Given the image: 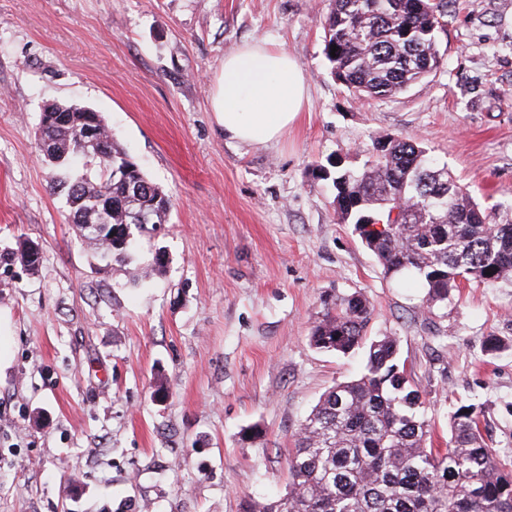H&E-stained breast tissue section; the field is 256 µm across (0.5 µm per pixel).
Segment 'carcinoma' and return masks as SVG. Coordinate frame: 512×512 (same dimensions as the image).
<instances>
[{"label": "carcinoma", "instance_id": "obj_1", "mask_svg": "<svg viewBox=\"0 0 512 512\" xmlns=\"http://www.w3.org/2000/svg\"><path fill=\"white\" fill-rule=\"evenodd\" d=\"M447 13L448 0H332L323 24L331 74L356 99L407 89L439 68ZM93 121L110 159L81 139ZM33 137L52 169L69 171L52 177V189L98 260H128L142 236L168 223L170 196L100 113L48 104ZM365 154L359 173L338 164L316 170L332 179L342 223L353 225L388 275L414 276L428 309L448 306L463 280L512 284L511 220L476 203L415 139L375 138ZM12 258L34 271L41 252L26 243ZM322 306L311 345L344 356L361 350L364 369L328 388L298 428L287 492L264 505L246 497L241 512H512V465L485 446L477 408L459 406L448 447H429L431 420L397 337L367 338L372 308L359 292L326 296Z\"/></svg>", "mask_w": 512, "mask_h": 512}]
</instances>
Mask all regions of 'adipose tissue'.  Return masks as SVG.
I'll return each mask as SVG.
<instances>
[{
	"label": "adipose tissue",
	"instance_id": "ef3b65f1",
	"mask_svg": "<svg viewBox=\"0 0 512 512\" xmlns=\"http://www.w3.org/2000/svg\"><path fill=\"white\" fill-rule=\"evenodd\" d=\"M306 103L303 72L287 50L255 40L225 56L213 98L225 137L250 144L275 141Z\"/></svg>",
	"mask_w": 512,
	"mask_h": 512
}]
</instances>
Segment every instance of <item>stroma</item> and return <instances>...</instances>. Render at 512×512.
Masks as SVG:
<instances>
[{"label": "stroma", "mask_w": 512, "mask_h": 512, "mask_svg": "<svg viewBox=\"0 0 512 512\" xmlns=\"http://www.w3.org/2000/svg\"><path fill=\"white\" fill-rule=\"evenodd\" d=\"M331 0H0V512H240L286 493L300 423L362 356L311 346L326 294L362 293L432 417L462 404L512 462V287L465 282L447 309L387 278L315 166L360 169L374 138L422 141L512 217V0H454L442 63L353 99L323 55ZM255 39L302 69L309 104L278 141L225 138L224 57ZM100 112L173 201L128 264L95 265L36 153L45 105ZM165 265L148 272L156 253ZM504 343L484 350L487 337ZM169 392L151 393L156 382ZM262 433L246 440L244 428Z\"/></svg>", "instance_id": "35a3bbf8"}]
</instances>
